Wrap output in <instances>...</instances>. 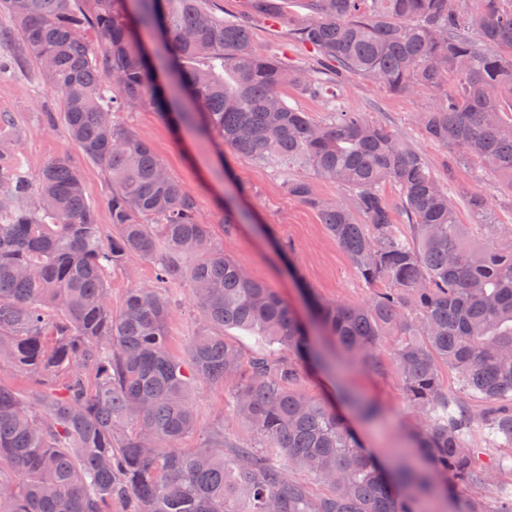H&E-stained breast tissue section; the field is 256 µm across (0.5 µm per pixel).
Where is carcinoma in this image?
<instances>
[{
  "label": "carcinoma",
  "mask_w": 512,
  "mask_h": 512,
  "mask_svg": "<svg viewBox=\"0 0 512 512\" xmlns=\"http://www.w3.org/2000/svg\"><path fill=\"white\" fill-rule=\"evenodd\" d=\"M246 2L267 19L288 4ZM307 9L288 36L318 53L320 81L258 53L248 21L218 14L214 0H0L58 94L72 143L112 184L107 236L67 157L31 178L14 139L0 138V371L30 382L24 393L0 382V512H424L431 488L478 493L512 472V455L488 466L471 441L481 427L512 449V248L498 245L512 227L488 221L479 193L466 203L480 223H461L422 155L338 100L353 75L392 94L437 92L418 115L426 137L512 191V0H307ZM85 25L99 33L95 50L79 34ZM143 28L165 38L160 49L143 44ZM288 85L309 96L332 86L328 119L288 104ZM145 100L241 157L349 191L362 224L309 180L287 182L360 277L384 288L364 304L310 291L311 320L302 319L213 245L195 200L116 120ZM387 183L401 195V230ZM132 256L156 260L163 283L191 284L203 326L188 362L170 347L164 289H133L112 313L107 273ZM229 328L265 348L245 356ZM334 347L373 367L386 350L419 416L410 439L425 467H387L336 407L302 391L305 370L329 367ZM445 370L479 411L448 396ZM194 381L224 384L262 448L232 443L222 428L177 447L196 430ZM344 400L362 419L379 413ZM458 512H512V490L491 509L471 496Z\"/></svg>",
  "instance_id": "obj_1"
}]
</instances>
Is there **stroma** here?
<instances>
[{
  "label": "stroma",
  "instance_id": "1",
  "mask_svg": "<svg viewBox=\"0 0 512 512\" xmlns=\"http://www.w3.org/2000/svg\"><path fill=\"white\" fill-rule=\"evenodd\" d=\"M286 17L258 21L252 29L255 49L291 66L313 67L315 51L288 38V22L303 15V0H290ZM0 59L8 66L0 73V113L9 117L16 141L17 159L28 176L58 156L68 157L81 174L85 194L96 209L104 229H111L108 207L110 186L101 169L71 142L63 121L47 123V113L59 112L57 94L38 67L24 54L13 20L0 12ZM339 100L345 111L362 112L408 140L423 156L431 173L450 189L462 223H473L462 192L482 193L496 223L512 225V192L495 188L492 174L478 164L457 165L449 149L427 139L416 117L435 101V94L422 90L394 95L362 79H352ZM118 121L149 142L170 177L192 196L202 220L209 224L214 243L254 279L273 288L297 311H304L302 289H312L325 302L364 303L374 296V287L362 282L346 251L308 205L289 194V174L221 150L213 137L198 132L175 131L158 111L144 103L119 113ZM232 208L250 213L247 224L225 223L224 211ZM112 309L120 311L127 293L156 283L154 264L141 257L130 258L108 277ZM175 303L169 325L171 344L177 355H186L202 321L189 282L168 286ZM336 370H322L305 378L303 391L319 400L335 402L340 385L378 400L381 417L354 428L366 448L379 459L409 447V432L418 416L411 411L389 364L372 369L345 355H338ZM191 401L197 428L183 438L181 447H196L201 438L223 428L230 440L251 443L253 433L234 416L220 384L193 383Z\"/></svg>",
  "mask_w": 512,
  "mask_h": 512
}]
</instances>
